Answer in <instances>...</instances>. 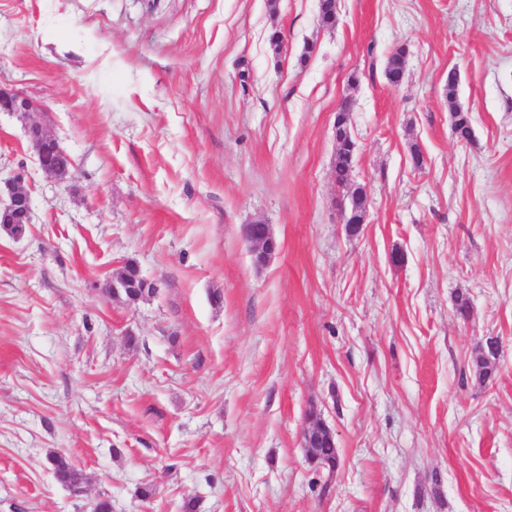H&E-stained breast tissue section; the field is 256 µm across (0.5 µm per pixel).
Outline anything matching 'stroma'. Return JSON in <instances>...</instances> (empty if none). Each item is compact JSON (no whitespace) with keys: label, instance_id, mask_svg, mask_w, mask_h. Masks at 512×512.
<instances>
[{"label":"stroma","instance_id":"35a3bbf8","mask_svg":"<svg viewBox=\"0 0 512 512\" xmlns=\"http://www.w3.org/2000/svg\"><path fill=\"white\" fill-rule=\"evenodd\" d=\"M336 4L323 29L319 0H0V88L70 159L46 178L0 112V180L34 203L0 234V512H512V0ZM255 222L278 242L261 268ZM128 261L156 287L133 305L107 290ZM311 412L335 471L308 458ZM407 48L404 44L397 45L388 58L385 76L391 85H397L402 79ZM353 162L354 152L349 151L336 141V154L333 162L336 183L350 190L351 207H354L357 213L365 214L366 194L362 186L355 185L353 182ZM495 345L494 349H490L489 345ZM499 353V341L495 337H489L485 345H480L475 353L473 365L475 367L474 374L476 379L483 383L489 379L495 370V360ZM49 469L54 478L68 486H77L84 481V474L77 469L68 456L59 452H51L47 455Z\"/></svg>","mask_w":512,"mask_h":512}]
</instances>
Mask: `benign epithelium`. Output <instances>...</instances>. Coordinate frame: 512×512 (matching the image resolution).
Here are the masks:
<instances>
[{
  "label": "benign epithelium",
  "instance_id": "7a95c632",
  "mask_svg": "<svg viewBox=\"0 0 512 512\" xmlns=\"http://www.w3.org/2000/svg\"><path fill=\"white\" fill-rule=\"evenodd\" d=\"M37 111L38 108L29 99L18 93L0 89V112H11L24 122L40 169L46 176L60 183L66 179L69 173L70 161L66 160L54 167L44 164L46 154L58 152L64 156L66 152L46 126L37 119ZM2 193L5 194L6 199L0 205V224L28 225L32 223L33 202L24 179L17 176L5 181L4 187L0 188V194ZM251 230L252 225L246 224L243 226L242 234L252 247L254 254L259 256L256 264L263 266L271 260L272 255L264 253V241L253 237Z\"/></svg>",
  "mask_w": 512,
  "mask_h": 512
}]
</instances>
